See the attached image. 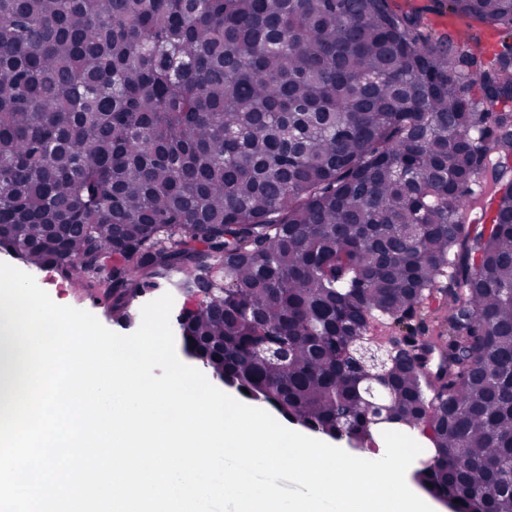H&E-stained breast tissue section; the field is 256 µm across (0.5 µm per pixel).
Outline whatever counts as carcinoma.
I'll return each instance as SVG.
<instances>
[{"label": "carcinoma", "instance_id": "1", "mask_svg": "<svg viewBox=\"0 0 512 512\" xmlns=\"http://www.w3.org/2000/svg\"><path fill=\"white\" fill-rule=\"evenodd\" d=\"M435 4L512 35V0ZM0 250L109 270L120 324L165 290L245 399L372 445L378 413L430 496L512 512L511 45L393 0H0ZM410 308L448 333L372 399L344 347ZM473 32L480 37L488 59H492L496 53L502 50L503 41L512 44V37L504 38V34L490 27L480 25L475 27Z\"/></svg>", "mask_w": 512, "mask_h": 512}]
</instances>
